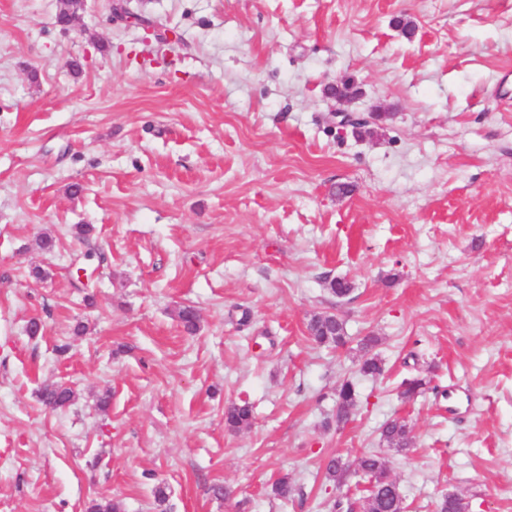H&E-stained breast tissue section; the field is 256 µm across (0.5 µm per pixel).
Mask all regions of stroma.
I'll return each mask as SVG.
<instances>
[{
  "label": "stroma",
  "mask_w": 512,
  "mask_h": 512,
  "mask_svg": "<svg viewBox=\"0 0 512 512\" xmlns=\"http://www.w3.org/2000/svg\"><path fill=\"white\" fill-rule=\"evenodd\" d=\"M57 8L0 0V512H154L160 483L167 512H338L361 490L323 467L366 448L408 512H512V0ZM82 224L107 254L89 302ZM317 313L343 346L309 338ZM232 402L250 428H225ZM307 330L309 336L318 344L338 347L345 343L343 323L335 315H314L307 325ZM356 390L354 385L346 380L336 392V421L339 423L343 418H348L349 410L356 401ZM41 399L48 406L64 407L73 401L74 392L62 384L46 386L41 392ZM382 440L390 450L403 452L412 447L413 437L404 420L388 422L382 430Z\"/></svg>",
  "instance_id": "stroma-1"
}]
</instances>
